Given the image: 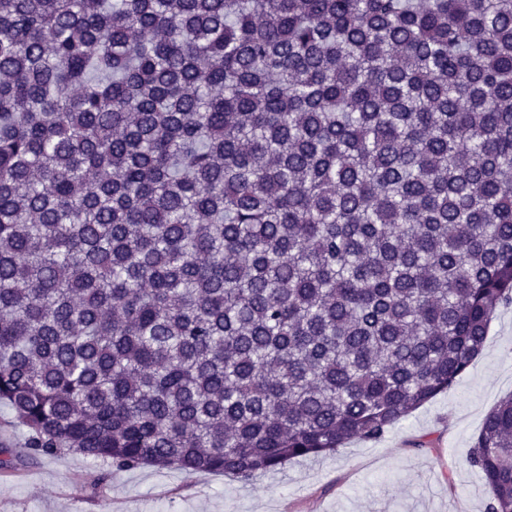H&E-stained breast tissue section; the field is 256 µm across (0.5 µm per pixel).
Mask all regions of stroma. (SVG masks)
Instances as JSON below:
<instances>
[{
  "label": "stroma",
  "instance_id": "obj_1",
  "mask_svg": "<svg viewBox=\"0 0 512 512\" xmlns=\"http://www.w3.org/2000/svg\"><path fill=\"white\" fill-rule=\"evenodd\" d=\"M512 393V306L447 392L375 441L298 459L250 482L108 463L61 451L25 457L0 481V512H487V486L467 459L486 415ZM105 485H98L102 472Z\"/></svg>",
  "mask_w": 512,
  "mask_h": 512
}]
</instances>
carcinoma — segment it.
<instances>
[{"label": "carcinoma", "instance_id": "cac0c4a2", "mask_svg": "<svg viewBox=\"0 0 512 512\" xmlns=\"http://www.w3.org/2000/svg\"><path fill=\"white\" fill-rule=\"evenodd\" d=\"M512 304V0H0V403L247 482L373 441ZM468 464L512 512V394Z\"/></svg>", "mask_w": 512, "mask_h": 512}]
</instances>
